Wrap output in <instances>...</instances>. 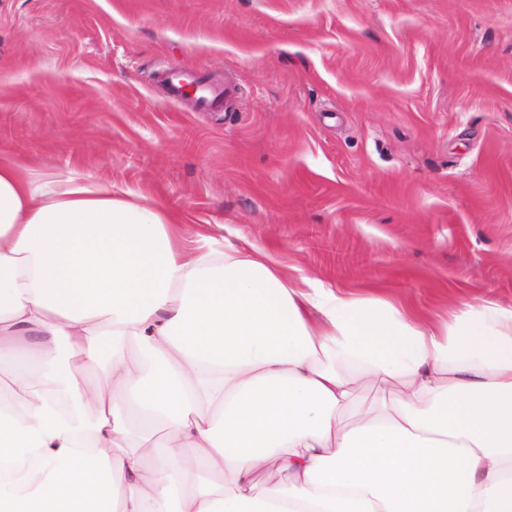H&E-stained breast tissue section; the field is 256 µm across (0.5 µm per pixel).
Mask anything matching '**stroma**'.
I'll use <instances>...</instances> for the list:
<instances>
[{
  "label": "stroma",
  "mask_w": 512,
  "mask_h": 512,
  "mask_svg": "<svg viewBox=\"0 0 512 512\" xmlns=\"http://www.w3.org/2000/svg\"><path fill=\"white\" fill-rule=\"evenodd\" d=\"M0 152L359 296L512 307V0H0ZM157 78L164 85L167 98L172 102H180L185 98L186 88L193 87L195 105L202 111L220 108L224 98L231 93L229 87L215 86L204 75L195 71L167 69L159 73Z\"/></svg>",
  "instance_id": "obj_1"
}]
</instances>
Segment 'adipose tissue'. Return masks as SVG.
<instances>
[{"mask_svg": "<svg viewBox=\"0 0 512 512\" xmlns=\"http://www.w3.org/2000/svg\"><path fill=\"white\" fill-rule=\"evenodd\" d=\"M4 359L0 512H512V308L357 296L0 154Z\"/></svg>", "mask_w": 512, "mask_h": 512, "instance_id": "1", "label": "adipose tissue"}]
</instances>
